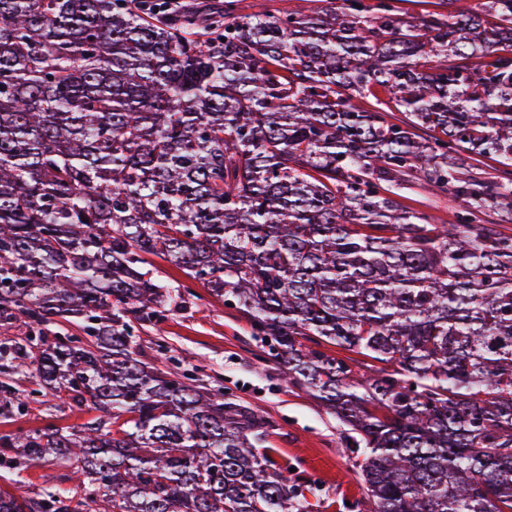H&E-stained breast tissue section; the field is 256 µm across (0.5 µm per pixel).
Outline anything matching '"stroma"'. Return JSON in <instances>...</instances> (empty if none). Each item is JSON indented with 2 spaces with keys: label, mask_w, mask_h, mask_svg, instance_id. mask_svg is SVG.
I'll use <instances>...</instances> for the list:
<instances>
[{
  "label": "stroma",
  "mask_w": 512,
  "mask_h": 512,
  "mask_svg": "<svg viewBox=\"0 0 512 512\" xmlns=\"http://www.w3.org/2000/svg\"><path fill=\"white\" fill-rule=\"evenodd\" d=\"M404 206L429 213L434 223L451 221L452 197L418 185L402 190ZM154 277L174 289L172 301L149 320L133 324L137 356L177 377H190L214 392H226L243 410L258 412L265 425L260 451L290 482L298 484L299 512H371L372 502L350 461L352 437L319 400L288 385L279 366L258 343L248 317L211 297L182 269L155 257ZM25 399L18 414H0V435L19 430L80 427L90 412L40 386L32 367L0 373ZM75 468L49 460L37 466H0V489L35 495L47 488L71 489Z\"/></svg>",
  "instance_id": "obj_1"
}]
</instances>
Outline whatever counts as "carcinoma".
Returning a JSON list of instances; mask_svg holds the SVG:
<instances>
[{"mask_svg":"<svg viewBox=\"0 0 512 512\" xmlns=\"http://www.w3.org/2000/svg\"><path fill=\"white\" fill-rule=\"evenodd\" d=\"M318 2L0 0V319L38 329L42 387L97 413L0 435V461L83 485L0 489V512H294L262 417L137 358L127 318L171 300L150 256L349 427L374 512H512V236L486 219L512 213V0ZM378 91L405 120L359 101ZM408 183L461 209L435 224ZM57 318L96 342L48 339ZM257 1H263L264 7L271 14H276L277 11L306 13L319 5L311 0H238L239 10L242 13H251L255 10ZM440 0H405L399 6L403 12L412 16H422L428 12H448L447 5L440 3Z\"/></svg>","mask_w":512,"mask_h":512,"instance_id":"cac0c4a2","label":"carcinoma"}]
</instances>
